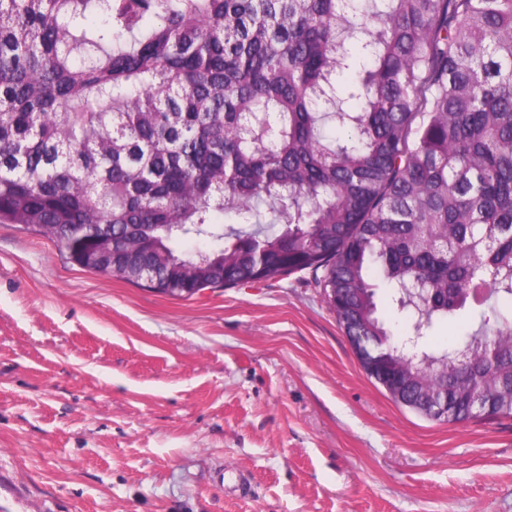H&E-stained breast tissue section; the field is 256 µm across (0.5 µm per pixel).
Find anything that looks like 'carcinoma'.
<instances>
[{"instance_id": "carcinoma-1", "label": "carcinoma", "mask_w": 512, "mask_h": 512, "mask_svg": "<svg viewBox=\"0 0 512 512\" xmlns=\"http://www.w3.org/2000/svg\"><path fill=\"white\" fill-rule=\"evenodd\" d=\"M0 223L176 297L310 270L396 402L510 416L512 0H0ZM375 275L421 347L479 321L427 365ZM377 282L379 284V288L377 290L379 313L387 320L394 334L403 336L409 332L411 325L404 315L398 314L388 303V297L386 296V290L384 286L380 283V281Z\"/></svg>"}]
</instances>
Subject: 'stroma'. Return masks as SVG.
Instances as JSON below:
<instances>
[{
    "instance_id": "35a3bbf8",
    "label": "stroma",
    "mask_w": 512,
    "mask_h": 512,
    "mask_svg": "<svg viewBox=\"0 0 512 512\" xmlns=\"http://www.w3.org/2000/svg\"><path fill=\"white\" fill-rule=\"evenodd\" d=\"M0 512H512V417L394 403L310 272L176 298L0 224Z\"/></svg>"
}]
</instances>
